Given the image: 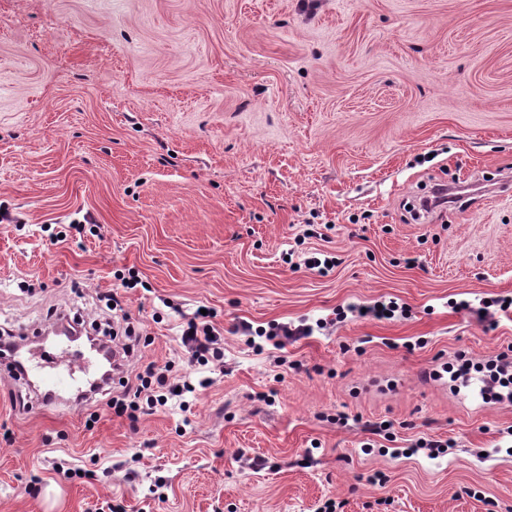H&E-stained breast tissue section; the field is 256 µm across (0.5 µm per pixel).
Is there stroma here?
Returning a JSON list of instances; mask_svg holds the SVG:
<instances>
[{
	"label": "stroma",
	"mask_w": 512,
	"mask_h": 512,
	"mask_svg": "<svg viewBox=\"0 0 512 512\" xmlns=\"http://www.w3.org/2000/svg\"><path fill=\"white\" fill-rule=\"evenodd\" d=\"M508 171L512 0H0V329L115 290L130 372L212 380L131 420L118 383L42 407L0 364V512H512V404L420 377L512 356V309L476 316L512 299ZM289 322L314 333L253 348ZM210 317L197 311L193 317L189 318L186 327L183 329L182 341L192 352V359L199 365L206 366L211 362H223L224 353L218 346L220 333L208 322L206 318Z\"/></svg>",
	"instance_id": "1"
}]
</instances>
